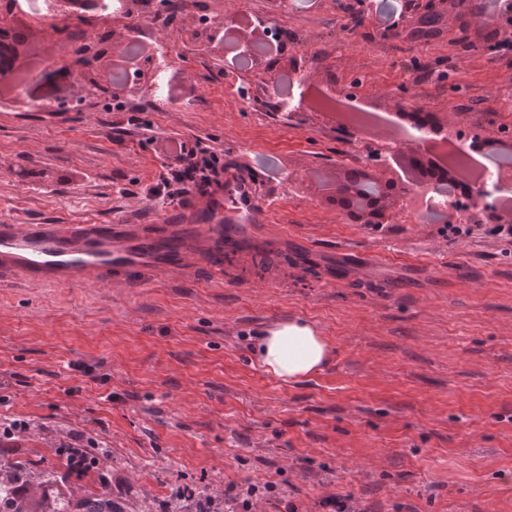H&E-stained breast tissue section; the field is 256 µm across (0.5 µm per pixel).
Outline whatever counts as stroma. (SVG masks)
<instances>
[{"mask_svg": "<svg viewBox=\"0 0 512 512\" xmlns=\"http://www.w3.org/2000/svg\"><path fill=\"white\" fill-rule=\"evenodd\" d=\"M355 0H182L171 26L142 16L78 21L21 8L44 30V73L0 93V221L159 224L184 197H151L172 137L224 152L229 172L252 175L266 207L249 249L211 281L205 266L179 280L146 273L140 288L45 291L0 284V420L31 429L0 444V461L56 463L82 431L110 445L111 463L67 484H106L116 502L149 498L168 512L192 481L216 512L229 487L258 485L260 512H327L332 495L361 512H512V244L475 229L453 242L420 217L375 232L348 224L321 190L352 165L362 141L314 109L275 119L257 103L271 77L300 56L307 80L385 112L408 94L456 110L457 131L512 130V51L484 54L487 29L438 14L403 23L405 0H374L359 27ZM261 19L281 40L260 63L210 41L216 28ZM137 37L138 67L161 66L142 87L151 130L82 97L64 65L73 44L113 53ZM251 84V99L238 86ZM46 111H39V104ZM287 253L260 269L251 246ZM296 317L327 336L315 376L284 384L252 355L262 330Z\"/></svg>", "mask_w": 512, "mask_h": 512, "instance_id": "stroma-1", "label": "stroma"}]
</instances>
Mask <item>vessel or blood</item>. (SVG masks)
<instances>
[{
	"label": "vessel or blood",
	"mask_w": 512,
	"mask_h": 512,
	"mask_svg": "<svg viewBox=\"0 0 512 512\" xmlns=\"http://www.w3.org/2000/svg\"><path fill=\"white\" fill-rule=\"evenodd\" d=\"M263 205L250 182L191 202L161 224L0 223V282L46 288L94 284L136 288L143 270L185 275L193 263L224 273V250L260 223Z\"/></svg>",
	"instance_id": "obj_1"
}]
</instances>
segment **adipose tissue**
Here are the masks:
<instances>
[{
    "label": "adipose tissue",
    "mask_w": 512,
    "mask_h": 512,
    "mask_svg": "<svg viewBox=\"0 0 512 512\" xmlns=\"http://www.w3.org/2000/svg\"><path fill=\"white\" fill-rule=\"evenodd\" d=\"M331 347L326 336L301 319H288L267 329L254 349L258 366L286 384L310 378L327 364Z\"/></svg>",
    "instance_id": "obj_1"
}]
</instances>
